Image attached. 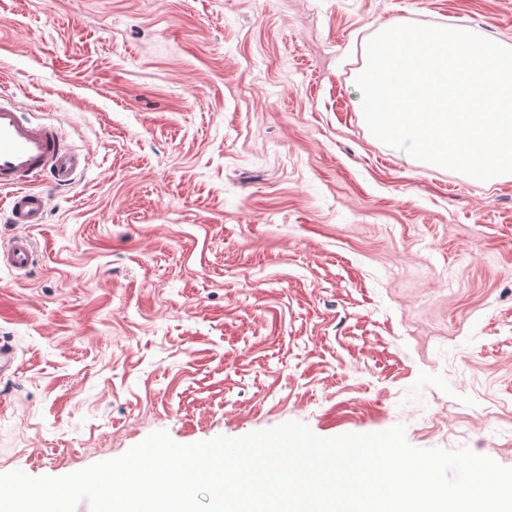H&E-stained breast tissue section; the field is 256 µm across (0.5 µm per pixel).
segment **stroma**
<instances>
[{
    "mask_svg": "<svg viewBox=\"0 0 512 512\" xmlns=\"http://www.w3.org/2000/svg\"><path fill=\"white\" fill-rule=\"evenodd\" d=\"M406 23L512 46V0H0V92L88 158L0 267V474L287 421L512 468V176L372 135ZM32 241L23 234L14 233L7 240L0 235V266L17 272H27L34 260Z\"/></svg>",
    "mask_w": 512,
    "mask_h": 512,
    "instance_id": "stroma-1",
    "label": "stroma"
}]
</instances>
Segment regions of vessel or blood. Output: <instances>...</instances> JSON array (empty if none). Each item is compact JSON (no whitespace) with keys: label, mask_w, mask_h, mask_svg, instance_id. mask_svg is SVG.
Listing matches in <instances>:
<instances>
[{"label":"vessel or blood","mask_w":512,"mask_h":512,"mask_svg":"<svg viewBox=\"0 0 512 512\" xmlns=\"http://www.w3.org/2000/svg\"><path fill=\"white\" fill-rule=\"evenodd\" d=\"M82 169L80 155L57 126L37 120L14 98L0 96V191L8 195L12 225L46 221L47 199L32 190V183L47 178L66 187ZM33 260L34 246L26 235L0 239V265L25 272Z\"/></svg>","instance_id":"b4317fda"}]
</instances>
